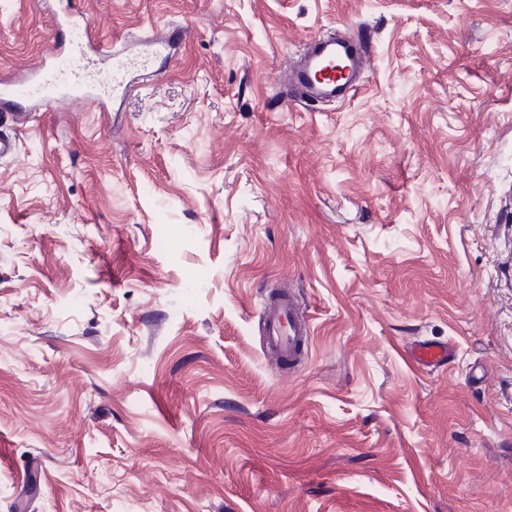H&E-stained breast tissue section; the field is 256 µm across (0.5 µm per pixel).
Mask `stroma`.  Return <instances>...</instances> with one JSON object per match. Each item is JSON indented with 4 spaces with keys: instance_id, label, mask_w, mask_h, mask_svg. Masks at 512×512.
I'll use <instances>...</instances> for the list:
<instances>
[{
    "instance_id": "obj_1",
    "label": "stroma",
    "mask_w": 512,
    "mask_h": 512,
    "mask_svg": "<svg viewBox=\"0 0 512 512\" xmlns=\"http://www.w3.org/2000/svg\"><path fill=\"white\" fill-rule=\"evenodd\" d=\"M59 2L0 0V80ZM83 8L154 79L0 116V512L33 477L26 512H512V0ZM361 31L355 95L291 103L289 57ZM266 343L269 350L282 358H288V369L303 359L297 367L302 366L307 355L311 336V325L298 310L295 295L288 290L275 303L262 308ZM408 362L417 370L442 367L455 357L454 347L448 342L423 341L405 350Z\"/></svg>"
}]
</instances>
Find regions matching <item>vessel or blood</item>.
<instances>
[{"mask_svg":"<svg viewBox=\"0 0 512 512\" xmlns=\"http://www.w3.org/2000/svg\"><path fill=\"white\" fill-rule=\"evenodd\" d=\"M60 38L50 65L30 72L0 95V112L13 111L22 101L55 108L70 95L104 103L132 90L126 79L129 60L113 55L110 45L98 39L87 16L74 11L56 18ZM367 35L354 40L315 37L303 53L290 59L287 81L299 90L298 102L336 101L351 98L361 86L360 72L367 60ZM269 350L296 363L308 347L311 325L298 310L295 295L285 291L275 303L262 309ZM408 362L419 370H432L454 358L446 342L424 341L407 348Z\"/></svg>","mask_w":512,"mask_h":512,"instance_id":"b4317fda","label":"vessel or blood"}]
</instances>
